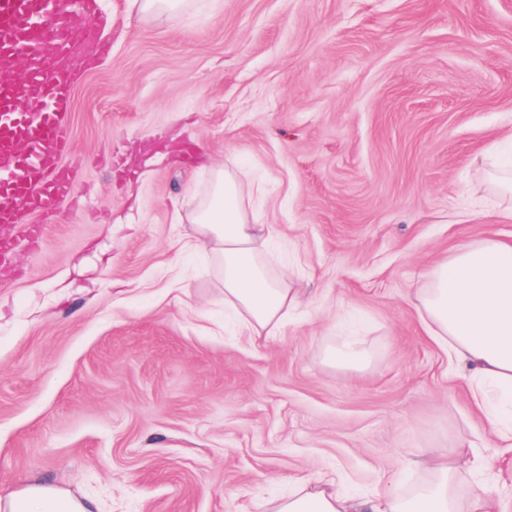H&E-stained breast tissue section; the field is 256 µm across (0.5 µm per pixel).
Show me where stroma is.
I'll return each mask as SVG.
<instances>
[{
  "label": "stroma",
  "mask_w": 512,
  "mask_h": 512,
  "mask_svg": "<svg viewBox=\"0 0 512 512\" xmlns=\"http://www.w3.org/2000/svg\"><path fill=\"white\" fill-rule=\"evenodd\" d=\"M108 46L72 90L73 189L0 272V497L93 512H275L299 486L414 495L468 448L512 452L414 290L454 246L512 235L482 154L512 147V0H199L188 22L95 0ZM263 183L268 267L299 304L239 332L189 199ZM355 339L357 368L331 350ZM11 512H91L88 504L56 488L28 484L7 498Z\"/></svg>",
  "instance_id": "35a3bbf8"
}]
</instances>
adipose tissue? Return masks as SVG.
<instances>
[{"mask_svg":"<svg viewBox=\"0 0 512 512\" xmlns=\"http://www.w3.org/2000/svg\"><path fill=\"white\" fill-rule=\"evenodd\" d=\"M249 195L229 168L215 169L212 191L193 203L191 220L196 245L222 260L225 306L237 312L247 335L272 336L298 297L289 275L270 273L262 260L268 236L245 205ZM421 278L418 310L426 332L472 368L474 401L498 436L512 440V241L490 236L461 244ZM455 472L453 461L435 462V485L411 501L314 489L289 497L276 512H506L495 485L455 495ZM7 503L11 512H91L69 493L37 484L9 495Z\"/></svg>","mask_w":512,"mask_h":512,"instance_id":"obj_1","label":"adipose tissue"}]
</instances>
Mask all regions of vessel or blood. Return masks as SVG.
<instances>
[{"label":"vessel or blood","mask_w":512,"mask_h":512,"mask_svg":"<svg viewBox=\"0 0 512 512\" xmlns=\"http://www.w3.org/2000/svg\"><path fill=\"white\" fill-rule=\"evenodd\" d=\"M90 0H0V225L41 228L27 213H52L72 179V88L101 52L86 20Z\"/></svg>","instance_id":"1"}]
</instances>
